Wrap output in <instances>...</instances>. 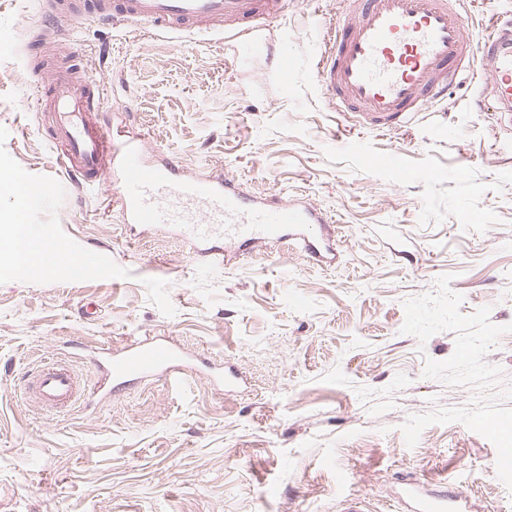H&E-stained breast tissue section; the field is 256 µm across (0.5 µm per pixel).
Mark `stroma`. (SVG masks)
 I'll return each mask as SVG.
<instances>
[{
	"instance_id": "stroma-1",
	"label": "stroma",
	"mask_w": 512,
	"mask_h": 512,
	"mask_svg": "<svg viewBox=\"0 0 512 512\" xmlns=\"http://www.w3.org/2000/svg\"><path fill=\"white\" fill-rule=\"evenodd\" d=\"M44 0H0V169L51 183L27 222L112 265L73 280L0 268V512H406L400 479L448 484L478 512H512L489 469L492 442L459 422L407 446L409 416L467 406L470 386L425 377L457 335L402 333L407 299L452 275L460 311L512 324V137L475 106L472 77L395 131L354 126L313 80L319 23L339 0H293L272 20L281 80L266 57L239 59L231 31L203 36L51 20ZM59 61L115 83L100 118L141 137L186 175L235 177L246 195L280 192L332 219L326 265L271 243L196 261L173 229L136 233L106 192L75 187L36 110L40 42ZM169 337L235 366L238 389L204 379L173 389L137 381L95 410L43 409L25 387L42 364L70 361L85 386L93 351ZM275 495H266V487Z\"/></svg>"
}]
</instances>
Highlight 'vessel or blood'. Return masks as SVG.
I'll return each instance as SVG.
<instances>
[{
  "label": "vessel or blood",
  "instance_id": "obj_1",
  "mask_svg": "<svg viewBox=\"0 0 512 512\" xmlns=\"http://www.w3.org/2000/svg\"><path fill=\"white\" fill-rule=\"evenodd\" d=\"M290 0H54L56 18L85 16L104 25L149 23L174 33H203L223 26L241 30L247 51L271 53L265 23L283 15ZM457 0H342L343 8L319 54L314 77L325 100L363 128L392 129L407 125L419 113L442 103L461 75L476 74L483 92L480 111H493L499 128L512 132V24L495 22L482 35L469 31ZM273 57L281 77L294 62ZM41 110L61 141V163L83 188L118 186L112 204L125 223L166 224L188 233L208 255L222 245L249 250L262 243L291 240L319 262L334 253L322 212L310 202L286 197H247L235 178L217 174L206 179L185 175L177 163L158 165L141 139H118L96 120L109 102L103 78L84 69L51 68L42 75ZM20 213H27L51 188L24 174L8 185ZM25 244L39 248L45 259L32 272L52 268L59 247L49 233L29 234ZM110 252L97 251L61 265L69 278L83 277L89 267H106ZM94 361L100 377L82 388L65 365H44L33 382L35 396L47 407L63 411L77 401L93 404L126 385L167 377L180 384L193 370L190 357L163 340L139 342L120 351L100 349ZM413 512H466L463 493L453 497L423 492L413 495Z\"/></svg>",
  "mask_w": 512,
  "mask_h": 512
}]
</instances>
